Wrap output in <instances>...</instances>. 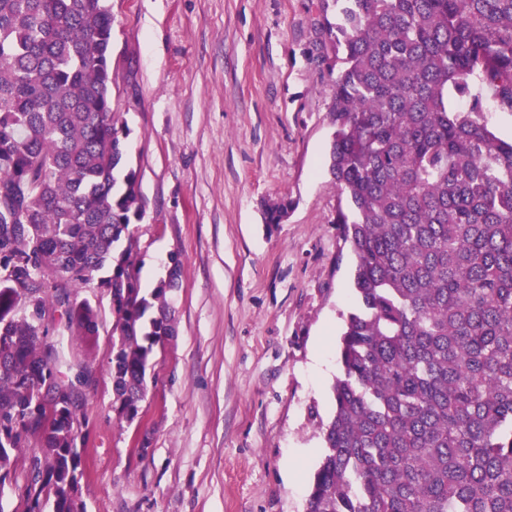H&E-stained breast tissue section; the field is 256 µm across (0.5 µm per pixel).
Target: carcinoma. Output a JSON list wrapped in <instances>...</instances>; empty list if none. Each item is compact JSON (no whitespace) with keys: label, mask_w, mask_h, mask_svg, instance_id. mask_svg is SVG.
I'll list each match as a JSON object with an SVG mask.
<instances>
[{"label":"carcinoma","mask_w":512,"mask_h":512,"mask_svg":"<svg viewBox=\"0 0 512 512\" xmlns=\"http://www.w3.org/2000/svg\"><path fill=\"white\" fill-rule=\"evenodd\" d=\"M332 2L327 163L358 307L306 512H512V141L484 116L486 93L512 112V0ZM111 45L109 0H0V488L41 444L23 512H72L95 367L64 338L100 325L78 289L112 268L122 418L176 335L166 279L141 285Z\"/></svg>","instance_id":"obj_1"}]
</instances>
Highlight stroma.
Wrapping results in <instances>:
<instances>
[{"mask_svg":"<svg viewBox=\"0 0 512 512\" xmlns=\"http://www.w3.org/2000/svg\"><path fill=\"white\" fill-rule=\"evenodd\" d=\"M323 0H110L112 109L144 217V288L182 256L134 420L112 393V303L92 280L84 512H306L334 412L356 258L326 159L335 75ZM287 199V219L265 223Z\"/></svg>","mask_w":512,"mask_h":512,"instance_id":"35a3bbf8","label":"stroma"}]
</instances>
